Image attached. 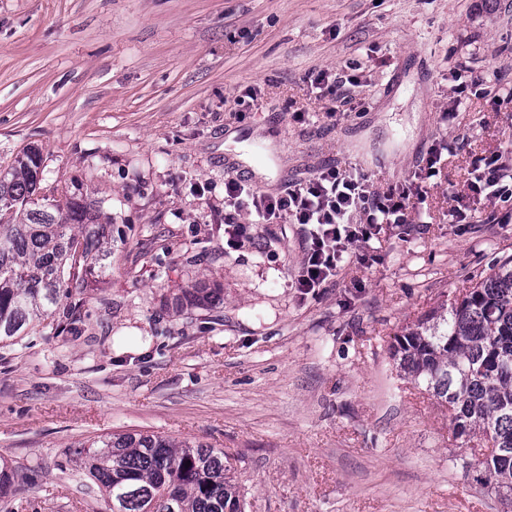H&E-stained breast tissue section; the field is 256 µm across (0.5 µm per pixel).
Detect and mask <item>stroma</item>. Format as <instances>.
<instances>
[{
  "mask_svg": "<svg viewBox=\"0 0 512 512\" xmlns=\"http://www.w3.org/2000/svg\"><path fill=\"white\" fill-rule=\"evenodd\" d=\"M511 89L512 0H0V166L37 146L116 239L75 330L0 347V457L37 472L0 512H106L82 444L134 429L223 449L245 512H512L389 354L512 256V201L469 187L512 158ZM330 166L426 196L304 295L299 225L227 245L224 182Z\"/></svg>",
  "mask_w": 512,
  "mask_h": 512,
  "instance_id": "35a3bbf8",
  "label": "stroma"
}]
</instances>
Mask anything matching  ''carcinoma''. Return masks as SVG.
Wrapping results in <instances>:
<instances>
[{
	"label": "carcinoma",
	"instance_id": "obj_1",
	"mask_svg": "<svg viewBox=\"0 0 512 512\" xmlns=\"http://www.w3.org/2000/svg\"><path fill=\"white\" fill-rule=\"evenodd\" d=\"M43 156L29 147L0 170V342L48 319L79 321L91 280L110 266L112 223L77 183L41 187ZM403 377L452 410L459 437L489 444L474 481L512 491V258L442 312L395 338ZM190 466H185V462ZM84 469L109 512H243L224 450L158 433L126 432L86 445ZM22 473L0 463V496Z\"/></svg>",
	"mask_w": 512,
	"mask_h": 512
}]
</instances>
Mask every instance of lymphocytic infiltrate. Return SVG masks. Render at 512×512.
<instances>
[{
  "label": "lymphocytic infiltrate",
  "instance_id": "lymphocytic-infiltrate-1",
  "mask_svg": "<svg viewBox=\"0 0 512 512\" xmlns=\"http://www.w3.org/2000/svg\"><path fill=\"white\" fill-rule=\"evenodd\" d=\"M422 194V189L405 188L382 195L335 166L292 183L277 197L230 179L224 183V232L230 241L249 242V227L239 220L244 212L305 226L307 249L296 286L308 294L335 276L349 244L369 240L370 226L406 223L408 210Z\"/></svg>",
  "mask_w": 512,
  "mask_h": 512
}]
</instances>
